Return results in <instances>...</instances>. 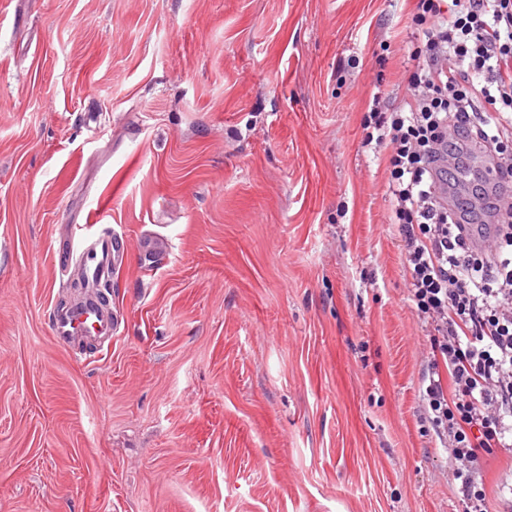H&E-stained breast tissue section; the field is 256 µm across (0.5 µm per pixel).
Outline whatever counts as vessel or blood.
Here are the masks:
<instances>
[{
    "mask_svg": "<svg viewBox=\"0 0 512 512\" xmlns=\"http://www.w3.org/2000/svg\"><path fill=\"white\" fill-rule=\"evenodd\" d=\"M448 164L473 170L488 185L492 186L497 182L495 162L485 152L482 144H470L464 155L449 158ZM474 220L471 229L473 245L479 248L488 247L493 240V211L483 205H476ZM130 249V242L108 227H103L89 242L79 245L78 257L87 283L95 288L110 287L118 261ZM50 322L53 336L65 345L79 338L93 341L111 336L117 326L106 304L99 301L52 310Z\"/></svg>",
    "mask_w": 512,
    "mask_h": 512,
    "instance_id": "1",
    "label": "vessel or blood"
}]
</instances>
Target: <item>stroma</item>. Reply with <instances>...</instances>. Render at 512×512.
I'll use <instances>...</instances> for the list:
<instances>
[{"mask_svg":"<svg viewBox=\"0 0 512 512\" xmlns=\"http://www.w3.org/2000/svg\"><path fill=\"white\" fill-rule=\"evenodd\" d=\"M418 0H0V512H464L373 95ZM167 239L68 347L70 242ZM512 453L486 459L506 512ZM50 322L53 336L64 345L77 338L95 341L112 336L117 326L107 305L97 300L81 306L52 309Z\"/></svg>","mask_w":512,"mask_h":512,"instance_id":"stroma-1","label":"stroma"}]
</instances>
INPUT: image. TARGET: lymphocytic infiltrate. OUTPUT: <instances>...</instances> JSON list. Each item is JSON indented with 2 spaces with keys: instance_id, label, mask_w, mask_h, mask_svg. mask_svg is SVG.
Masks as SVG:
<instances>
[{
  "instance_id": "1",
  "label": "lymphocytic infiltrate",
  "mask_w": 512,
  "mask_h": 512,
  "mask_svg": "<svg viewBox=\"0 0 512 512\" xmlns=\"http://www.w3.org/2000/svg\"><path fill=\"white\" fill-rule=\"evenodd\" d=\"M419 7L408 78L418 95L404 110L373 101L369 122L388 154L411 299L436 325L424 410L448 440L467 512H487L483 459L512 447V206L498 215L493 249L481 250L470 244L469 208L441 204L434 185L449 174L439 146L476 140L497 159L498 187L512 191V0H454L443 25L437 0Z\"/></svg>"
}]
</instances>
